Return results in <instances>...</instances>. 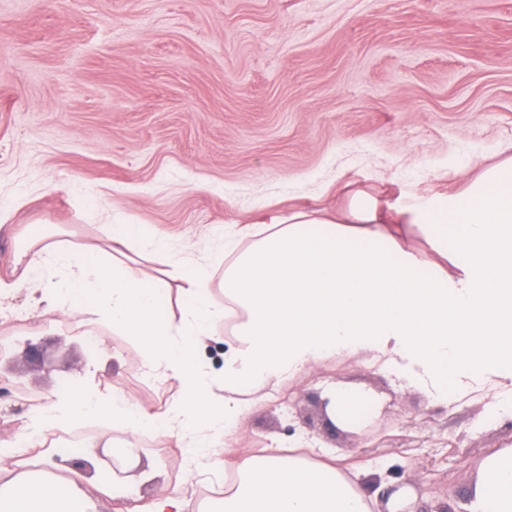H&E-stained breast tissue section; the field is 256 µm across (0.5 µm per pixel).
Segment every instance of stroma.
I'll use <instances>...</instances> for the list:
<instances>
[{"mask_svg": "<svg viewBox=\"0 0 512 512\" xmlns=\"http://www.w3.org/2000/svg\"><path fill=\"white\" fill-rule=\"evenodd\" d=\"M512 156V0H0V279L28 233L96 245L141 228L139 268L169 279L251 245L248 222L305 207L341 210L366 191L384 208L459 192ZM26 316L17 327L15 312ZM73 317L20 292L0 337L23 329L52 366L19 362L51 396L96 381L152 410L176 381L146 378L130 337L97 347ZM375 352L338 353L269 389L221 445L228 466L260 448L340 462L378 500L402 484L424 512H466L479 461L512 445L507 384L457 400L409 383ZM369 392L383 422L322 431L310 401ZM95 442L146 455L142 496L176 488L178 437L117 427Z\"/></svg>", "mask_w": 512, "mask_h": 512, "instance_id": "35a3bbf8", "label": "stroma"}]
</instances>
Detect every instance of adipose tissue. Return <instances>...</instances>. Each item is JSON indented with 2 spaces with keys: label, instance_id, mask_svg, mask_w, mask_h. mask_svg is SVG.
I'll use <instances>...</instances> for the list:
<instances>
[{
  "label": "adipose tissue",
  "instance_id": "1",
  "mask_svg": "<svg viewBox=\"0 0 512 512\" xmlns=\"http://www.w3.org/2000/svg\"><path fill=\"white\" fill-rule=\"evenodd\" d=\"M396 220L418 230L429 260L384 226L369 194L354 195L339 217L291 210L283 227L225 268L223 299L204 270L181 268L176 318L156 309L168 282L144 280L124 261L139 249L131 224L107 229L99 248L28 237L14 255L21 273L0 280V296L33 288L47 311L133 337L143 374L177 381L180 393L162 416L144 410L133 420L116 405L108 421L133 434L178 435L208 453L217 476L224 470L218 447L248 408L242 394L288 381L331 354L375 351L411 366L425 386L445 377L459 389L512 380V159L487 167L461 193L397 209ZM425 263L431 274L417 277ZM229 318L218 374L195 351ZM102 401L94 388L72 390L41 410L38 425L86 421L102 413ZM10 453L0 448V512H99L101 498L126 491L102 481L90 495L79 474L56 478L4 465ZM224 512H371V505L336 465L264 449L236 465ZM472 512H512V448L482 461Z\"/></svg>",
  "mask_w": 512,
  "mask_h": 512
}]
</instances>
